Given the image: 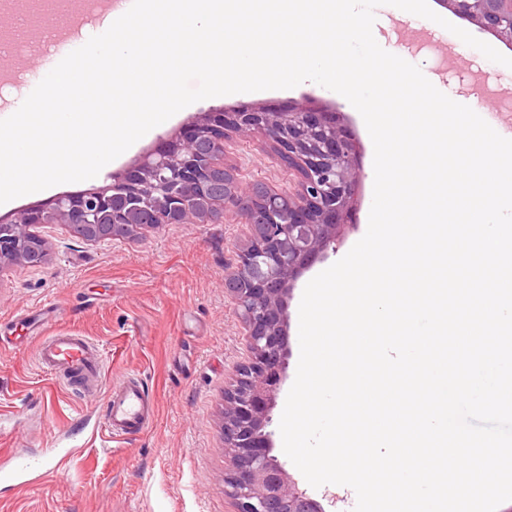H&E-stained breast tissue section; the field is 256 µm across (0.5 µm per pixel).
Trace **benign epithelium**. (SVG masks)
Returning <instances> with one entry per match:
<instances>
[{
    "label": "benign epithelium",
    "mask_w": 512,
    "mask_h": 512,
    "mask_svg": "<svg viewBox=\"0 0 512 512\" xmlns=\"http://www.w3.org/2000/svg\"><path fill=\"white\" fill-rule=\"evenodd\" d=\"M456 17L512 48V0H436ZM268 145L292 176L288 190L249 185L224 170L228 133ZM135 163L112 173V183L84 195H61L47 207L23 210L0 226V269L35 266L47 256L40 224L72 232L112 225V238L137 228L143 212L152 224L224 223L240 211L251 231L248 247L225 265L224 282L243 324L250 353L236 380L224 389V495L233 512H325L298 489L273 455L272 410L285 377L288 303L298 280L337 251L340 225L354 222L355 194L363 174L353 129L336 125V113L301 106L289 112L261 108L217 112L206 121L188 118ZM224 171V193L212 176Z\"/></svg>",
    "instance_id": "obj_1"
}]
</instances>
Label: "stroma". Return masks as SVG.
<instances>
[{"label": "stroma", "instance_id": "stroma-1", "mask_svg": "<svg viewBox=\"0 0 512 512\" xmlns=\"http://www.w3.org/2000/svg\"><path fill=\"white\" fill-rule=\"evenodd\" d=\"M373 35L386 51L418 65L428 80L456 102L482 114L512 136V69L452 38L448 45L420 41L418 29L435 22L416 18V30L400 27L391 6L375 10ZM341 104L361 143L364 177L358 187L355 226L341 228L338 261L367 231L373 182V144L361 116L341 95L310 84L291 89L226 95L192 104L189 113L211 108L261 105L269 111ZM187 113H176L159 132L142 137L109 168L75 182L71 191L109 184L150 148L173 133ZM225 163L241 180L284 190L287 167L260 141L235 137L225 143ZM38 232L48 242L39 266L0 269V467L14 450L55 464L17 487L0 484V512H232L224 495V388L248 353L237 310L224 290V265L246 244L234 214L220 224H164L139 236L89 244L60 224ZM305 281L289 302L286 377L273 417H281L294 383L299 355V305ZM52 315L43 334L88 337L104 359L100 385L54 378L38 365L30 331L13 337L21 314ZM128 373L140 377L155 400L154 418L143 433L112 441L101 410L109 384Z\"/></svg>", "mask_w": 512, "mask_h": 512}]
</instances>
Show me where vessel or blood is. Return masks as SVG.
I'll return each instance as SVG.
<instances>
[{
    "mask_svg": "<svg viewBox=\"0 0 512 512\" xmlns=\"http://www.w3.org/2000/svg\"><path fill=\"white\" fill-rule=\"evenodd\" d=\"M36 358L49 373L71 372L101 375L102 359L96 346L81 336L55 333L39 342ZM153 403L144 385L128 378L111 387L105 404V427L111 437L124 438L146 429Z\"/></svg>",
    "mask_w": 512,
    "mask_h": 512,
    "instance_id": "obj_1",
    "label": "vessel or blood"
}]
</instances>
